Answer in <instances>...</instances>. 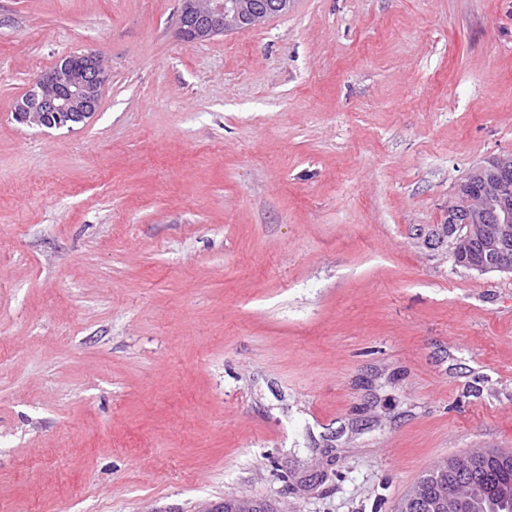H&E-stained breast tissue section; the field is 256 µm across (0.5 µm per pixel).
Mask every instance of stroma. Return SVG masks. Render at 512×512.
I'll return each mask as SVG.
<instances>
[{
	"mask_svg": "<svg viewBox=\"0 0 512 512\" xmlns=\"http://www.w3.org/2000/svg\"><path fill=\"white\" fill-rule=\"evenodd\" d=\"M0 0V512H398L512 452V274L448 205L512 152V0ZM110 74L72 128L15 101ZM284 4L271 0H183L178 18L179 31L202 38L229 29L249 28L263 22ZM84 57L81 67L59 65L42 74L16 101L15 120L46 128H71L93 116L109 76L97 55ZM477 454H466L452 458L434 469L435 478L432 482H422L416 491L404 502L401 512H413L416 506H424L428 512H473V506L481 502L483 490L481 485L472 479L478 466ZM448 473L467 483L472 490L471 499H448V491L444 490L443 479ZM228 508L229 512H277L271 507V505L264 499L251 498V499H239V498H227L224 499V505L210 512H223Z\"/></svg>",
	"mask_w": 512,
	"mask_h": 512,
	"instance_id": "obj_1",
	"label": "stroma"
}]
</instances>
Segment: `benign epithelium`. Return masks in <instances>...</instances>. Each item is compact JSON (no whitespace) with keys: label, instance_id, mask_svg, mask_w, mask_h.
<instances>
[{"label":"benign epithelium","instance_id":"1","mask_svg":"<svg viewBox=\"0 0 512 512\" xmlns=\"http://www.w3.org/2000/svg\"><path fill=\"white\" fill-rule=\"evenodd\" d=\"M282 7L278 0H182L179 31L205 38L249 28ZM108 81L98 56L87 53L81 67L59 65L42 74L16 101L14 118L27 125L70 128L95 114ZM448 215V235L455 239L453 255L458 264L480 272L512 273V152L496 155L472 170L458 185ZM478 463L477 455L466 454L437 466L434 480L421 483L401 512L416 506L428 512H471L483 497L481 485L472 479ZM450 474L469 485L472 498L448 499L443 479ZM211 512L277 510L261 498H227Z\"/></svg>","mask_w":512,"mask_h":512}]
</instances>
